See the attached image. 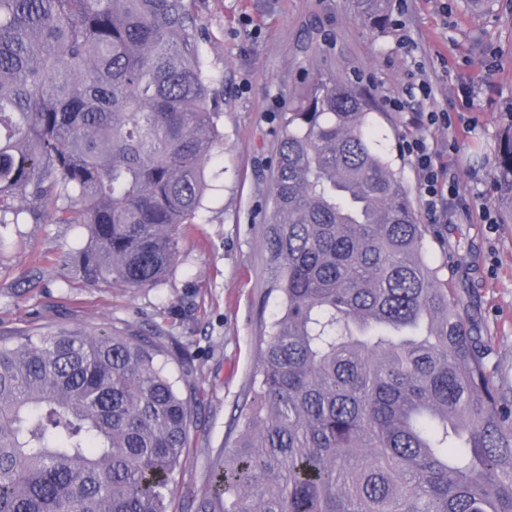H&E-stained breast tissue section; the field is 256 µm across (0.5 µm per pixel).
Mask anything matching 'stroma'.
Wrapping results in <instances>:
<instances>
[{
  "mask_svg": "<svg viewBox=\"0 0 512 512\" xmlns=\"http://www.w3.org/2000/svg\"><path fill=\"white\" fill-rule=\"evenodd\" d=\"M198 11L201 51L223 79L224 152L207 167L202 222L167 278L140 290L86 285L58 261L73 238L67 224L20 225L0 253V333L130 325L172 351L196 406L169 512H189L186 489H209L232 416L250 399L259 339L279 310L265 246L276 153L284 117L316 73L374 105L419 223L429 218L405 143L425 141L447 168L457 208L427 257L449 287L475 297L473 319L512 395V199L492 178L512 128V0H391L382 29L357 19L353 0H199ZM426 112L448 113L450 126L422 121Z\"/></svg>",
  "mask_w": 512,
  "mask_h": 512,
  "instance_id": "obj_1",
  "label": "stroma"
}]
</instances>
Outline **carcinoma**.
I'll use <instances>...</instances> for the list:
<instances>
[{
    "mask_svg": "<svg viewBox=\"0 0 512 512\" xmlns=\"http://www.w3.org/2000/svg\"><path fill=\"white\" fill-rule=\"evenodd\" d=\"M388 2L357 10L382 27ZM200 32L197 0H0V252L10 224H69L86 284L165 279L224 150ZM494 181L512 197V131ZM272 201L280 308L190 512H512V400L354 87L315 74ZM162 354L0 334V512H168L191 409Z\"/></svg>",
    "mask_w": 512,
    "mask_h": 512,
    "instance_id": "cac0c4a2",
    "label": "carcinoma"
}]
</instances>
